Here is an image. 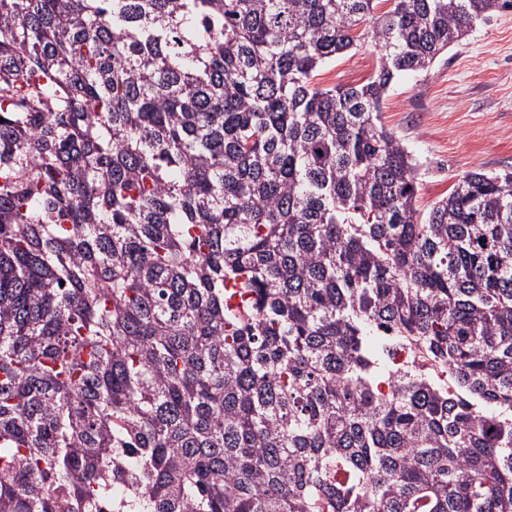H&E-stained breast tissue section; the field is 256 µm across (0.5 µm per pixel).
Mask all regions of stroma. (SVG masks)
<instances>
[{"mask_svg": "<svg viewBox=\"0 0 512 512\" xmlns=\"http://www.w3.org/2000/svg\"><path fill=\"white\" fill-rule=\"evenodd\" d=\"M379 54L364 43L315 78L323 88L363 84ZM381 122L418 164L419 203L429 207L468 172L512 171V10L494 13L428 68L398 78Z\"/></svg>", "mask_w": 512, "mask_h": 512, "instance_id": "35a3bbf8", "label": "stroma"}]
</instances>
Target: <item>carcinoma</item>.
I'll return each mask as SVG.
<instances>
[{
    "instance_id": "obj_1",
    "label": "carcinoma",
    "mask_w": 512,
    "mask_h": 512,
    "mask_svg": "<svg viewBox=\"0 0 512 512\" xmlns=\"http://www.w3.org/2000/svg\"><path fill=\"white\" fill-rule=\"evenodd\" d=\"M381 2L0 0V512H512V171L380 121L512 0ZM378 66V52L370 42L364 43L326 64L314 82L322 88L357 86L365 83Z\"/></svg>"
}]
</instances>
